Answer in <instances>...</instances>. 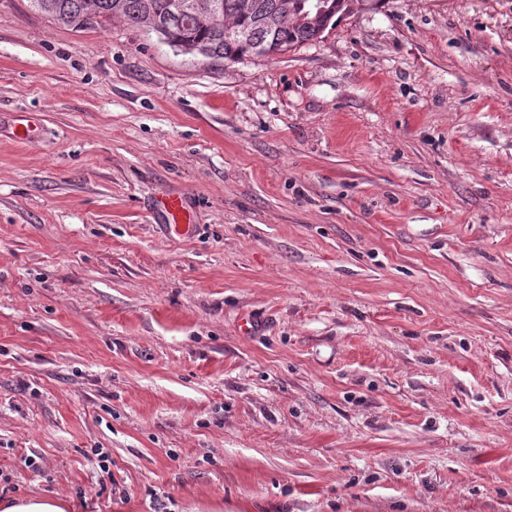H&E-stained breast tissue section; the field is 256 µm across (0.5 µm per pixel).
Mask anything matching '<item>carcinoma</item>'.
Wrapping results in <instances>:
<instances>
[{"label":"carcinoma","instance_id":"carcinoma-1","mask_svg":"<svg viewBox=\"0 0 512 512\" xmlns=\"http://www.w3.org/2000/svg\"><path fill=\"white\" fill-rule=\"evenodd\" d=\"M220 12L210 15L189 9L168 17L171 0H31L32 6L59 25L84 30L103 25L119 15L129 24L149 23L152 31L164 28L172 41L190 38L209 48L203 57L236 62L255 55H278L300 45L314 42L336 25L337 17L349 12L351 0H335L337 11L330 17L307 24L285 16L281 0H251L262 21L242 12L243 0H216ZM228 28H245L249 38L241 40L225 34Z\"/></svg>","mask_w":512,"mask_h":512}]
</instances>
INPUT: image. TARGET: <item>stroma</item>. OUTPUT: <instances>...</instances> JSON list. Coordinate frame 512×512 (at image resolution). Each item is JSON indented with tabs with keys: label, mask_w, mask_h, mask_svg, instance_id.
<instances>
[{
	"label": "stroma",
	"mask_w": 512,
	"mask_h": 512,
	"mask_svg": "<svg viewBox=\"0 0 512 512\" xmlns=\"http://www.w3.org/2000/svg\"><path fill=\"white\" fill-rule=\"evenodd\" d=\"M172 189L186 237L150 208ZM25 494L512 512V0H354L236 62L0 0V499Z\"/></svg>",
	"instance_id": "1"
}]
</instances>
